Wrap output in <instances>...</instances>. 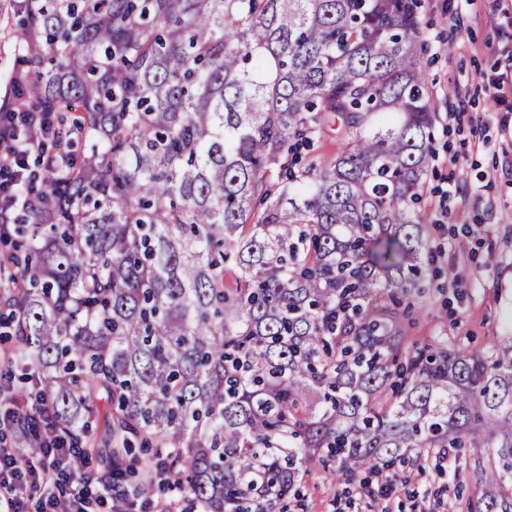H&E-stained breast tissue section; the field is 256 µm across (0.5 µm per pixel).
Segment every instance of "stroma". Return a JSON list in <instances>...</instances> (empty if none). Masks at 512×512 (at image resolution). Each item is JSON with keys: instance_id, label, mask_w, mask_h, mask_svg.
Here are the masks:
<instances>
[{"instance_id": "1", "label": "stroma", "mask_w": 512, "mask_h": 512, "mask_svg": "<svg viewBox=\"0 0 512 512\" xmlns=\"http://www.w3.org/2000/svg\"><path fill=\"white\" fill-rule=\"evenodd\" d=\"M512 0H421L427 39L421 56L433 105V140L423 191L429 226L426 289L403 321L407 344L437 336L475 353L512 339V94L499 96L488 76L512 73ZM17 0H0V113L15 108L14 73L27 47ZM458 165H451L452 155ZM12 329L0 328V372L11 371L14 402L29 386ZM456 476L422 466L393 467L397 490L384 500L355 499L346 485L316 466L303 472L283 512H466L473 490L464 461Z\"/></svg>"}]
</instances>
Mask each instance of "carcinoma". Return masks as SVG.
I'll return each instance as SVG.
<instances>
[{"label":"carcinoma","mask_w":512,"mask_h":512,"mask_svg":"<svg viewBox=\"0 0 512 512\" xmlns=\"http://www.w3.org/2000/svg\"><path fill=\"white\" fill-rule=\"evenodd\" d=\"M50 158L4 321L29 397L120 480L185 512H275L302 469L348 484L453 448L467 512H512V346L405 345L427 270L432 107L418 0H33ZM79 116L65 123L67 115ZM341 118L335 161L301 149ZM79 135L86 152L69 150ZM278 179H270L272 173ZM235 267L236 287L224 283Z\"/></svg>","instance_id":"carcinoma-1"}]
</instances>
